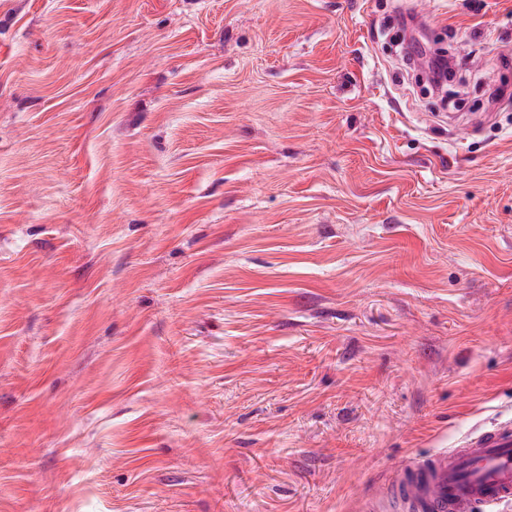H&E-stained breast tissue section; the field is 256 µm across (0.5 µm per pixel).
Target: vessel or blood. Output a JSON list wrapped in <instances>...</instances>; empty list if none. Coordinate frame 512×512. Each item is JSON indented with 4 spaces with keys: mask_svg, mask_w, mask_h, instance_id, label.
<instances>
[{
    "mask_svg": "<svg viewBox=\"0 0 512 512\" xmlns=\"http://www.w3.org/2000/svg\"><path fill=\"white\" fill-rule=\"evenodd\" d=\"M392 500L397 512H502L512 505V419L479 425L401 468Z\"/></svg>",
    "mask_w": 512,
    "mask_h": 512,
    "instance_id": "1",
    "label": "vessel or blood"
}]
</instances>
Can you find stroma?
<instances>
[{
  "label": "stroma",
  "instance_id": "1",
  "mask_svg": "<svg viewBox=\"0 0 512 512\" xmlns=\"http://www.w3.org/2000/svg\"><path fill=\"white\" fill-rule=\"evenodd\" d=\"M509 417L512 0H0V512H391Z\"/></svg>",
  "mask_w": 512,
  "mask_h": 512
}]
</instances>
